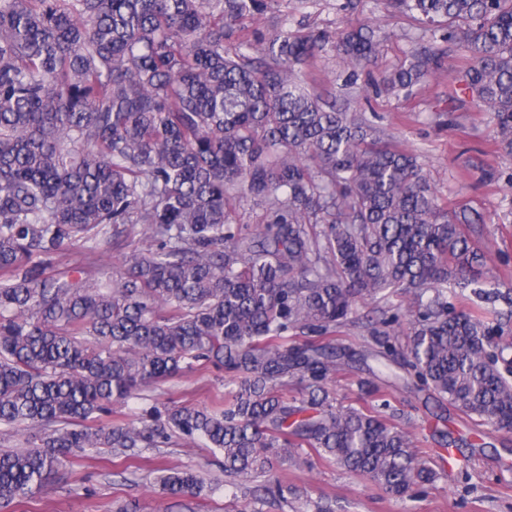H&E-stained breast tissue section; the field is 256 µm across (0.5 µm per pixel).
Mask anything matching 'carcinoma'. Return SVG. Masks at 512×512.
<instances>
[{
    "instance_id": "obj_1",
    "label": "carcinoma",
    "mask_w": 512,
    "mask_h": 512,
    "mask_svg": "<svg viewBox=\"0 0 512 512\" xmlns=\"http://www.w3.org/2000/svg\"><path fill=\"white\" fill-rule=\"evenodd\" d=\"M274 2L0 0V425L31 431L0 453V508L73 458L164 447L173 432L222 453L226 475L260 481L250 512L299 498L270 473L304 447L412 497L438 472L379 409L335 404L341 353L319 340L398 290L413 317L408 372L512 434V343L487 307L512 318V286L464 231L480 213L441 202L415 154L337 105L377 57L374 28L316 30L302 16L267 33L257 22ZM384 4L429 25L433 44L375 91L432 76L438 43L452 45L469 60L455 92L492 114L512 154V0ZM330 54L345 68L323 94L303 69ZM248 200L263 209L251 235L237 222ZM127 224L150 245L106 282L53 270L63 246L95 254ZM209 365L228 383L215 406L99 422ZM151 472L177 498L219 488L191 469Z\"/></svg>"
}]
</instances>
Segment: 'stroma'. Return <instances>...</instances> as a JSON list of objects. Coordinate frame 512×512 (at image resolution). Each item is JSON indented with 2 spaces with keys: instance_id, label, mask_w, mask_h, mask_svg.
Listing matches in <instances>:
<instances>
[{
  "instance_id": "obj_1",
  "label": "stroma",
  "mask_w": 512,
  "mask_h": 512,
  "mask_svg": "<svg viewBox=\"0 0 512 512\" xmlns=\"http://www.w3.org/2000/svg\"><path fill=\"white\" fill-rule=\"evenodd\" d=\"M335 2L311 0L306 7L311 26L332 30L350 22L373 21L384 35L371 68L373 76L393 69L405 52L426 40L414 17L388 12L379 0H359L357 12L350 16L338 13ZM467 64L460 52L449 50L436 76L414 86L409 95L360 97L356 103L369 105L376 124L418 155L442 198L470 204L483 213L484 223L472 225L470 233L486 255L487 271L500 275L512 272V154L495 143L489 113L468 98L449 101L456 75ZM143 243V236L135 233L120 238L106 253L89 256L69 250L55 262L62 268L80 264L116 269L128 249ZM402 302L401 295L394 293L360 303L353 323L338 328L330 342L355 351L374 346L373 331L382 309ZM367 377L363 366H342L327 387L342 405L370 407L379 399H388V416L408 425L419 456L438 471L436 481L424 486L413 500L401 501L366 478L350 476L310 448L303 452V463L290 458L276 462L274 478L300 489L309 499L335 500L338 512H512V435L487 431L482 449L472 452L464 446L454 451L449 461H442V433L470 436L475 418L451 406L442 418H434L430 409L435 402L417 383L396 388L377 378L373 380L376 394L363 395L358 382ZM225 390L222 370L211 366L185 371L147 388L114 418L136 423L155 406H212L223 399ZM155 463L191 469L207 480L224 476L222 454L176 434L167 446L143 449L140 458L129 462L114 460L108 448L99 449L91 459H73L67 478L48 483L34 494L31 503L6 512H113L117 502L133 506L137 512H243L248 504L247 498L235 495L227 485L183 503L154 482L148 468Z\"/></svg>"
}]
</instances>
